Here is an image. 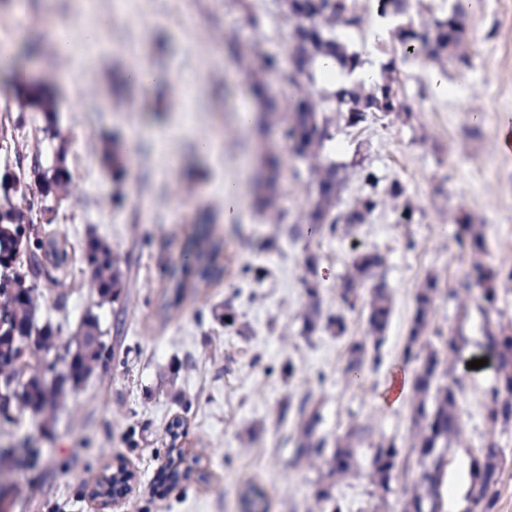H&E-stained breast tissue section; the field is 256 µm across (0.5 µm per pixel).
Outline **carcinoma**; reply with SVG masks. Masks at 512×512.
I'll return each mask as SVG.
<instances>
[{
  "label": "carcinoma",
  "mask_w": 512,
  "mask_h": 512,
  "mask_svg": "<svg viewBox=\"0 0 512 512\" xmlns=\"http://www.w3.org/2000/svg\"><path fill=\"white\" fill-rule=\"evenodd\" d=\"M280 10L295 19L286 39V50L281 58H269L262 72L289 83L304 78L311 87L324 79L317 67L318 60L331 58L341 67L355 69L364 65L362 54L344 39L337 27L360 29L362 18L355 14L349 0H279ZM382 14L401 17L391 30L393 49L400 50L403 59L420 54L428 57H447L469 65L467 56L459 53L466 28L465 10L458 4L439 15L414 22L408 16V0H378ZM395 59L382 66L381 81L363 82L335 90L322 89L317 95L297 97L290 113L283 120V136L288 152L299 159L316 160L324 143L332 139L333 119L330 112L347 114L349 123L356 125L373 113L409 118L411 108L401 99L402 87ZM13 94L22 106L39 115L43 130L53 132L57 123L58 100L53 85L42 77H33L19 70L11 77ZM103 165L115 177L127 173V155L116 142H107L101 153ZM365 185L372 193L348 210L337 209L344 164L324 159L315 184V196L310 202L304 221L309 235L329 232L337 234L356 224H364L378 204L380 178L359 160L353 163ZM280 168V159L270 156L263 163L262 179L256 185L257 201L262 210L270 208L265 191L273 187ZM36 189L39 212L48 215L52 203L60 195L72 193V175L66 163L65 145L52 152L50 160L34 154L17 160L16 168L0 170V190L7 194H20L28 205L30 189ZM384 192L394 199H404L399 218L411 219L414 207L405 198V187L398 181L388 185ZM462 233L457 243L462 250L479 256L486 252L485 237L478 227L462 219ZM186 255L190 265L169 270L170 290L162 298L158 312L163 318L178 310L190 290L202 288L220 278L224 272L219 258L222 243L214 239L209 224L196 225L195 232L186 242ZM84 262L89 271L87 288L98 298L97 307L119 301L125 282L120 268V256L112 245L96 236L85 242ZM25 256L28 273L14 271L20 256ZM67 260V250L57 239L42 237L34 225L23 224L22 210L0 205V415L18 408L31 409L49 418L62 407L67 398L77 392L95 369L112 359V346L106 341L108 331L103 329L100 315L88 308L81 317L75 333L67 340L61 328L50 322L40 324L36 318L37 280L46 271V264L61 269ZM380 256L373 252H358L351 261L349 274L337 285L343 308L354 310L359 299V288L374 278ZM303 265L310 278L305 280L307 306L303 314V331L311 335L325 329L336 336L346 333L345 318L340 313H323L318 282V256L310 251ZM473 273L466 276L459 289L480 290L478 310L484 319L483 349L490 353L496 377L485 393V421L491 429L480 453L472 456L471 483L467 492V512H497L498 484L502 471L501 451L495 434L497 428L512 425V327L491 322L489 312L499 301V285L512 281V267H492L481 261L472 265ZM439 293V277L428 276L414 297V316L408 329L404 357L415 364L410 421L415 432L407 453H402L395 442L380 443L374 448L371 461V481L380 497L393 492L392 481L399 465H408L411 456L427 462L428 471L420 482L422 491H413L401 504V512H442L441 493L443 476L448 467L447 449L450 442L462 433L460 413V387L456 381H444L447 373L440 369L439 351L429 339V328L435 299ZM392 301L386 285L378 283L369 291L366 336L353 339L345 347L344 374L360 373L369 363L378 365L379 350L390 322ZM38 337L41 346L55 350L56 357L44 365L30 366L22 361L21 346L25 338ZM298 426L302 434L296 456H321L325 440L315 437L319 414L308 410V401L298 407ZM364 428L351 426L342 437L336 438L335 448L327 460V477L349 473L356 465V445L362 441ZM131 480L123 465L113 468L104 476L94 494L119 496ZM245 512H268L262 490L249 484L240 490Z\"/></svg>",
  "instance_id": "carcinoma-1"
}]
</instances>
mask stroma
<instances>
[{
  "label": "stroma",
  "mask_w": 512,
  "mask_h": 512,
  "mask_svg": "<svg viewBox=\"0 0 512 512\" xmlns=\"http://www.w3.org/2000/svg\"><path fill=\"white\" fill-rule=\"evenodd\" d=\"M26 2L23 24L12 4L0 6V43L40 42L34 62L42 69L54 57L57 29L71 33V52L59 67L72 76L57 88V127L67 141L75 188L56 203L52 223H40L35 210L24 214L39 222L43 235L65 241L67 287L40 278L37 315L51 317L64 334L75 331L93 301L83 260L90 235L120 253L126 287L120 302L99 310L111 361L70 396L53 422L29 414L15 424L0 421V448L29 439L42 450L34 466L16 467L9 476L17 490L13 512H241L238 491L247 484L264 490L269 512H322L318 493L327 481L343 512H398L422 466L411 461L387 500L379 499L370 479L372 447L382 441L406 447L411 423L409 399L384 406L378 396L388 370L404 362L414 295L429 274L439 275L444 288L434 327L462 325L468 340L453 358L464 434L448 450L442 486L443 512H465L467 501L455 488L468 477L472 450L488 437L484 393L495 372L489 364L466 370L484 354L483 318L474 298L462 303L446 291L472 263L456 243L461 214L483 227L484 262L512 266V154L496 146L499 126L512 120V0H463L469 65L398 61L409 121L377 113L351 125L344 115L335 117L324 156L349 166L359 152L382 184L400 181L414 204L411 223H398L394 202L384 197L350 235L315 238L296 230L309 207L312 176L285 150L276 201L285 222L270 223L251 200L244 219L224 221L225 181L240 178L248 152L279 142L274 125L240 130V104L229 95L251 84L264 57L282 56L293 22L277 0ZM100 18L109 21L101 39L85 41L82 23ZM140 64L166 70L168 83H127V71ZM435 73L446 81V94L432 91ZM189 85L200 89L191 100L184 95ZM42 125L18 102L0 109V168L14 165L17 153H32ZM112 135L128 150L121 179L101 164L102 141ZM202 140L215 143L213 159H195ZM368 191L349 166L339 209ZM205 217L224 243V275L188 293L179 311L160 320L168 270L181 264L187 237ZM358 250L380 256L376 275L390 289L393 309L380 364L349 381L343 372L347 337L303 331V257L318 254L322 306L336 313V285ZM178 394L187 407L175 402ZM304 400L319 409L318 432L327 442L351 425L367 427L349 474L330 480L321 463L296 460L293 435ZM177 418L184 429L179 446L198 459L206 478L160 492L156 478L168 459V427ZM119 461L134 478L126 496L105 508L89 488L105 466Z\"/></svg>",
  "instance_id": "obj_1"
}]
</instances>
